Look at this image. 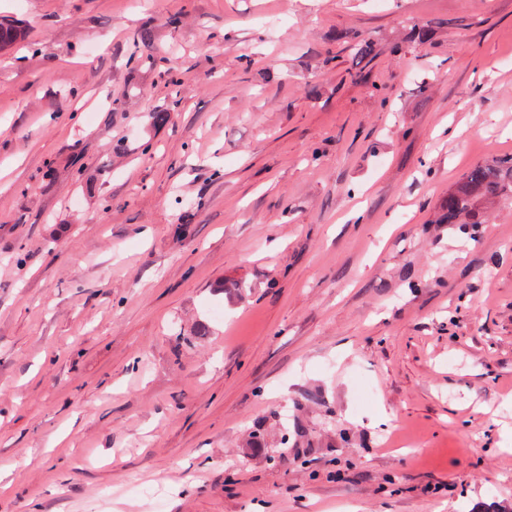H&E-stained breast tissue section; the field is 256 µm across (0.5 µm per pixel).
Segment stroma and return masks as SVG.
I'll return each instance as SVG.
<instances>
[{
	"instance_id": "35a3bbf8",
	"label": "stroma",
	"mask_w": 512,
	"mask_h": 512,
	"mask_svg": "<svg viewBox=\"0 0 512 512\" xmlns=\"http://www.w3.org/2000/svg\"><path fill=\"white\" fill-rule=\"evenodd\" d=\"M1 19L0 512H512V0ZM503 196L512 198V157L473 168L448 192L445 217L449 224H483L482 205Z\"/></svg>"
}]
</instances>
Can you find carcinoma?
<instances>
[{
	"label": "carcinoma",
	"mask_w": 512,
	"mask_h": 512,
	"mask_svg": "<svg viewBox=\"0 0 512 512\" xmlns=\"http://www.w3.org/2000/svg\"><path fill=\"white\" fill-rule=\"evenodd\" d=\"M503 196L512 197V157L473 168L448 192L445 217L450 224H482V205Z\"/></svg>",
	"instance_id": "carcinoma-1"
}]
</instances>
